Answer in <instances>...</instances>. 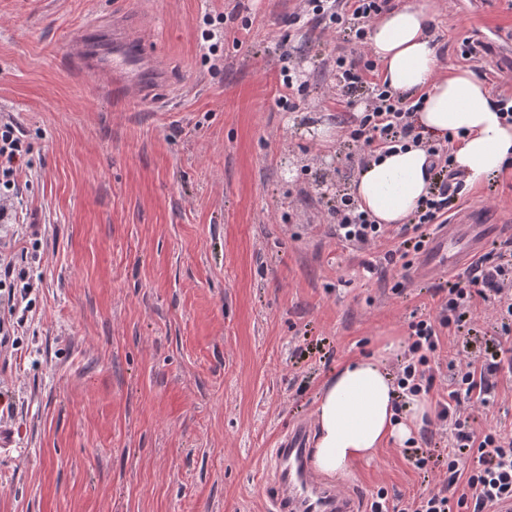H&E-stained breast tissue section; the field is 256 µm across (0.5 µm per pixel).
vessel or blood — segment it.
Returning a JSON list of instances; mask_svg holds the SVG:
<instances>
[{
	"label": "vessel or blood",
	"mask_w": 512,
	"mask_h": 512,
	"mask_svg": "<svg viewBox=\"0 0 512 512\" xmlns=\"http://www.w3.org/2000/svg\"><path fill=\"white\" fill-rule=\"evenodd\" d=\"M67 56L83 69L106 78L107 88L127 96L144 97L154 91L163 72L145 42L137 39L124 16L116 14L109 27L86 24L67 41ZM512 236V226L499 223L494 210L471 208L432 234L413 269L415 278L471 265L488 241ZM313 427L294 421L276 448L268 466L272 482L267 489L271 512H365L360 493L324 479L312 463Z\"/></svg>",
	"instance_id": "b4317fda"
}]
</instances>
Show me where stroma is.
Wrapping results in <instances>:
<instances>
[{"instance_id": "1", "label": "stroma", "mask_w": 512, "mask_h": 512, "mask_svg": "<svg viewBox=\"0 0 512 512\" xmlns=\"http://www.w3.org/2000/svg\"><path fill=\"white\" fill-rule=\"evenodd\" d=\"M438 73L469 69L512 94V0H432ZM301 0H0V115L32 144L23 170L26 225L0 222V250L26 252L38 288L21 347L0 354V512H270L264 457L345 362L407 342L435 316L438 273L413 281L396 248L344 247L328 210L349 195L359 143L339 134L367 87L337 86L357 23L329 32L293 23ZM134 18L166 81L170 108L103 92L73 65L66 38L113 14ZM493 46L466 60L468 31ZM212 41H205L204 33ZM216 53H209V43ZM306 85L278 105L281 55ZM337 131L321 140L317 130ZM332 184L320 197V181ZM459 206L497 205L512 225V165L468 186ZM471 334L430 354L437 402L458 354L500 341L490 301L475 297ZM512 343V334L505 337ZM475 409V433L512 434V375ZM414 446L386 445L344 478L363 494L418 497L438 479L410 454L448 446L434 421Z\"/></svg>"}]
</instances>
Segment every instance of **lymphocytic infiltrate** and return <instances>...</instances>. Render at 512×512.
<instances>
[{"label":"lymphocytic infiltrate","mask_w":512,"mask_h":512,"mask_svg":"<svg viewBox=\"0 0 512 512\" xmlns=\"http://www.w3.org/2000/svg\"><path fill=\"white\" fill-rule=\"evenodd\" d=\"M305 6L325 28H343L349 21H360L357 36H364V24L382 14L388 0H344L340 7L326 6L324 0H304ZM336 80L344 87L367 85L370 95L365 107L347 128L348 137L364 146L387 151L403 141L424 147L432 169L441 171L442 179L420 202L410 222L412 237L404 248L421 251L425 237L421 230L440 226L461 197L465 184L452 165L447 141L423 137L415 125L414 114L420 103L392 92L388 82L376 71L367 54L336 59ZM31 143L10 121H0V220L20 223L18 205L23 187L19 176L29 166ZM339 240L365 248L386 235L385 225L375 223L367 212L347 200L337 201L333 209ZM34 284L27 268L14 253H0V306L7 317L0 319V352L17 349V335L27 322L33 303ZM493 294L496 321L502 330L512 329V249L498 252L495 262L479 261L454 281L448 282L435 317L411 322L412 341L399 366L396 383L403 395L428 393L434 375L425 372L428 356L435 351L444 332L459 333L474 318L473 299ZM448 369L450 383L437 402L436 418L442 431L452 436L445 459L416 458L417 469H444L445 486L439 491L409 500L390 502L385 492H377L371 512H491L499 503L512 499V437L498 431L475 435L469 429V411L475 405H489L494 378L502 370L512 371V347L498 346L490 362L479 365L474 358L452 361Z\"/></svg>","instance_id":"f902f5d3"}]
</instances>
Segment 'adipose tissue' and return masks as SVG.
<instances>
[{
  "label": "adipose tissue",
  "instance_id": "1",
  "mask_svg": "<svg viewBox=\"0 0 512 512\" xmlns=\"http://www.w3.org/2000/svg\"><path fill=\"white\" fill-rule=\"evenodd\" d=\"M432 15L429 0H409L374 23L368 33L372 51L393 91H424L416 114L423 135L452 137L454 166L467 181L479 183L512 161V123L499 111L490 87L461 70L437 78L438 58L426 33ZM430 184L424 148L408 145L376 153L352 183L360 210L382 224H401L413 214ZM380 355L340 366L321 390L315 408L314 464L325 475L347 472L387 442L406 445L431 416L426 396L409 397L395 412L398 387Z\"/></svg>",
  "mask_w": 512,
  "mask_h": 512
}]
</instances>
